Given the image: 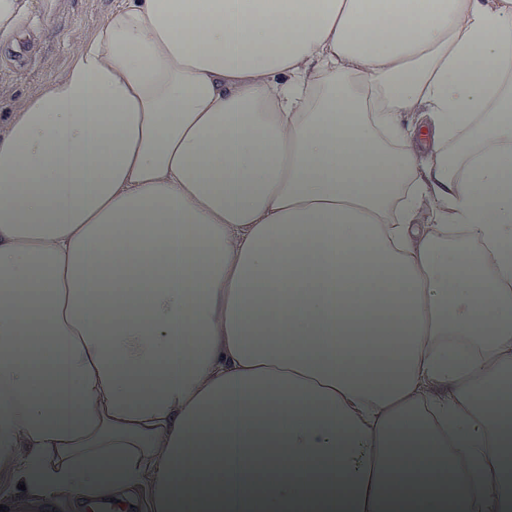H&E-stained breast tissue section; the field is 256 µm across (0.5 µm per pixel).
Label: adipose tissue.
I'll use <instances>...</instances> for the list:
<instances>
[{
	"label": "adipose tissue",
	"mask_w": 512,
	"mask_h": 512,
	"mask_svg": "<svg viewBox=\"0 0 512 512\" xmlns=\"http://www.w3.org/2000/svg\"><path fill=\"white\" fill-rule=\"evenodd\" d=\"M72 56L0 117L6 489L512 512V0H117Z\"/></svg>",
	"instance_id": "adipose-tissue-1"
}]
</instances>
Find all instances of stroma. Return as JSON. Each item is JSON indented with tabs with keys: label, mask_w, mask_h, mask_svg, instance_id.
<instances>
[{
	"label": "stroma",
	"mask_w": 512,
	"mask_h": 512,
	"mask_svg": "<svg viewBox=\"0 0 512 512\" xmlns=\"http://www.w3.org/2000/svg\"><path fill=\"white\" fill-rule=\"evenodd\" d=\"M115 0H21L23 20L13 44L0 49V113L62 76L71 48L89 40Z\"/></svg>",
	"instance_id": "stroma-1"
}]
</instances>
